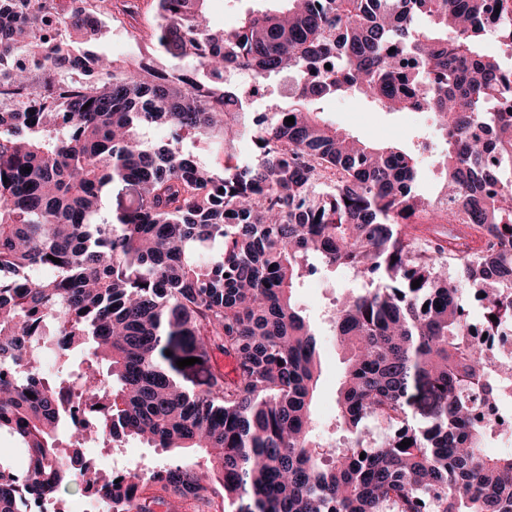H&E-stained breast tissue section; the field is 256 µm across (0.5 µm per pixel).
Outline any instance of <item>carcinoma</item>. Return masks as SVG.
Segmentation results:
<instances>
[{"instance_id":"1","label":"carcinoma","mask_w":512,"mask_h":512,"mask_svg":"<svg viewBox=\"0 0 512 512\" xmlns=\"http://www.w3.org/2000/svg\"><path fill=\"white\" fill-rule=\"evenodd\" d=\"M206 2L0 0V88L18 107L0 112V432L27 476L5 482L0 459V512L54 498L81 449L128 439L208 465L104 478L112 512H512V454L485 453L500 423L483 413L512 371L469 338L460 288L488 330L512 324V108L494 110L512 93V0H280L231 31ZM112 22L168 68L96 54L83 82L72 42ZM234 71L289 76L288 107L251 111ZM337 96L429 113L445 193L419 188V151L326 123L318 104ZM115 183L138 202L108 214ZM338 269L358 286L330 320L346 436L328 454L319 338L294 290ZM42 348L53 373L33 365ZM65 394L104 412L66 433Z\"/></svg>"}]
</instances>
